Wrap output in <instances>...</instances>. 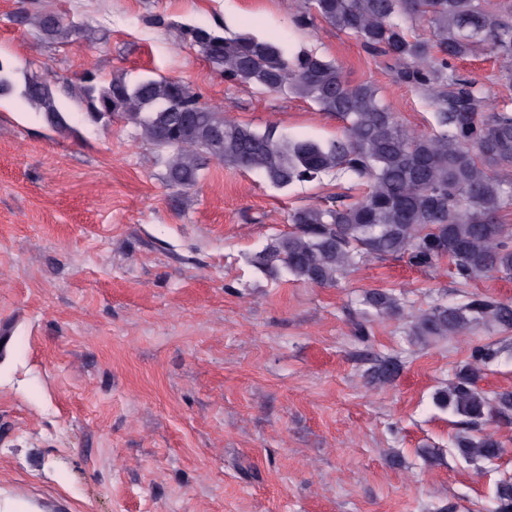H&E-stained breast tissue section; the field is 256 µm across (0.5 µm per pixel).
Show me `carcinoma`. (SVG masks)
<instances>
[{
    "mask_svg": "<svg viewBox=\"0 0 512 512\" xmlns=\"http://www.w3.org/2000/svg\"><path fill=\"white\" fill-rule=\"evenodd\" d=\"M317 19L354 37L369 55L389 59L398 81L424 91L434 108L435 131L406 130L376 85L349 82L340 65L312 50L292 53L273 40L227 35L205 25L182 27L181 36L225 81L308 99L336 115L342 133L326 141L281 138L272 128L261 131L225 119L188 83L164 76H117L101 83L87 73L74 96L90 122L121 118L139 128L170 188L195 186L212 159L259 172L279 189L325 174L359 181L364 191L353 203L290 212L292 231L271 237L251 259L269 276L330 286L369 260L392 257L429 268L446 259L464 282L512 277V226L500 223V214L512 209V113L497 109L486 90L453 65L483 48L499 58L501 76L512 80V4L303 0L297 23L312 26ZM407 19L427 21L430 36L409 33ZM33 21L45 41L94 39L92 29L65 24L53 12L37 13ZM13 94L52 127L67 128L53 82L0 59V98ZM362 304L379 317L402 310L386 291L365 292ZM485 322L512 327V305L480 296L462 305L436 304L416 317L411 333L458 335ZM497 355L490 345L476 348L471 362L436 393L440 408L480 432L456 442L467 459L487 462L502 452L482 426L512 416V390L488 396L477 386ZM494 512H512V478L497 483Z\"/></svg>",
    "mask_w": 512,
    "mask_h": 512,
    "instance_id": "cac0c4a2",
    "label": "carcinoma"
}]
</instances>
